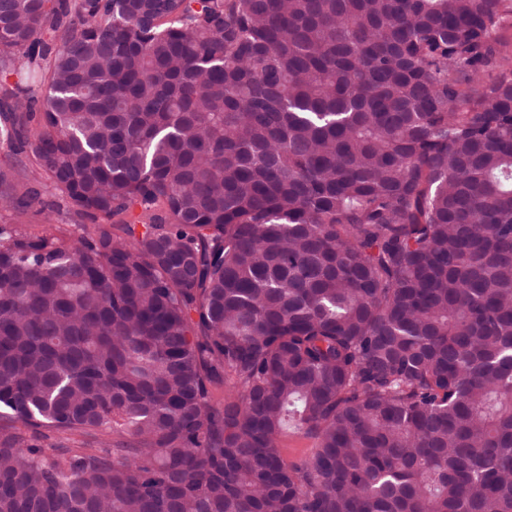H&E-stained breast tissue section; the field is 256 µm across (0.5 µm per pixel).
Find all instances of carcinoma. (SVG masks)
Masks as SVG:
<instances>
[{
	"label": "carcinoma",
	"mask_w": 512,
	"mask_h": 512,
	"mask_svg": "<svg viewBox=\"0 0 512 512\" xmlns=\"http://www.w3.org/2000/svg\"><path fill=\"white\" fill-rule=\"evenodd\" d=\"M508 28L0 0V137L92 224H0V512H512ZM281 447L285 456L292 460L309 455L314 448V441L301 434L288 433L281 438Z\"/></svg>",
	"instance_id": "cac0c4a2"
}]
</instances>
